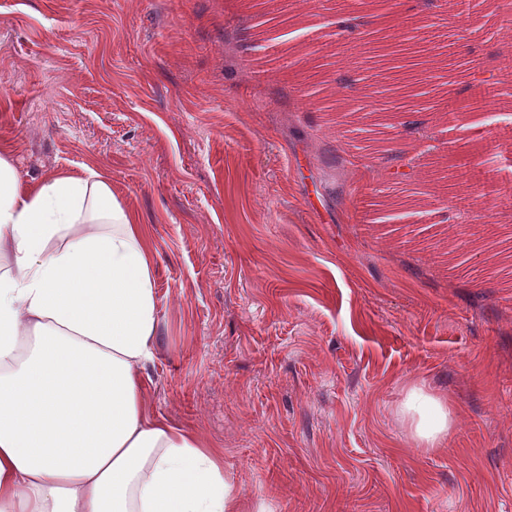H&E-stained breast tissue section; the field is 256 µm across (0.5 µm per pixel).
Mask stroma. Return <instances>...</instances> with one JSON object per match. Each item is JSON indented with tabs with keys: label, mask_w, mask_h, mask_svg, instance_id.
<instances>
[{
	"label": "stroma",
	"mask_w": 512,
	"mask_h": 512,
	"mask_svg": "<svg viewBox=\"0 0 512 512\" xmlns=\"http://www.w3.org/2000/svg\"><path fill=\"white\" fill-rule=\"evenodd\" d=\"M346 2L383 42L337 44L326 0H287L274 47L256 0H0V148L25 184L95 169L146 225L148 401L222 448L242 512H512V172L482 176L512 160V82L448 109L512 61L503 9L468 0L419 55L409 0ZM396 66L431 79L414 132V99L373 93ZM414 387L454 412L443 447L411 438Z\"/></svg>",
	"instance_id": "obj_1"
}]
</instances>
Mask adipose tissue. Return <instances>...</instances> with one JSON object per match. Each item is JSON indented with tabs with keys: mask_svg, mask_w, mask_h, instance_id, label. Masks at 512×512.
I'll return each mask as SVG.
<instances>
[{
	"mask_svg": "<svg viewBox=\"0 0 512 512\" xmlns=\"http://www.w3.org/2000/svg\"><path fill=\"white\" fill-rule=\"evenodd\" d=\"M154 267L99 174L25 185L0 154V512H239L222 449L145 395ZM400 413L444 445L442 400L415 387Z\"/></svg>",
	"mask_w": 512,
	"mask_h": 512,
	"instance_id": "1",
	"label": "adipose tissue"
}]
</instances>
